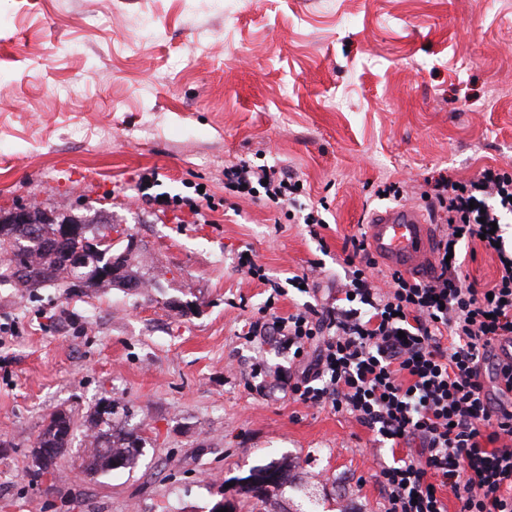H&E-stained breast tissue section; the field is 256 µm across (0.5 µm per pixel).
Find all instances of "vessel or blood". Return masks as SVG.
<instances>
[{"label":"vessel or blood","instance_id":"1","mask_svg":"<svg viewBox=\"0 0 512 512\" xmlns=\"http://www.w3.org/2000/svg\"><path fill=\"white\" fill-rule=\"evenodd\" d=\"M367 235L376 258L391 267L417 274L429 260V224L423 210L393 207L370 216Z\"/></svg>","mask_w":512,"mask_h":512}]
</instances>
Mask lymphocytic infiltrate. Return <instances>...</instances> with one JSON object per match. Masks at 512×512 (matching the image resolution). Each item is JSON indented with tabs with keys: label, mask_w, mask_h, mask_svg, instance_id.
<instances>
[{
	"label": "lymphocytic infiltrate",
	"mask_w": 512,
	"mask_h": 512,
	"mask_svg": "<svg viewBox=\"0 0 512 512\" xmlns=\"http://www.w3.org/2000/svg\"><path fill=\"white\" fill-rule=\"evenodd\" d=\"M158 184L157 172L140 177L160 207L199 219L214 208L209 192L165 197ZM224 187L278 205L304 189L287 167L244 160L225 167ZM422 197L446 226L428 279L396 270L376 277L360 233L349 239L348 281L331 305L272 316L251 334L287 352L288 367L271 379L293 401L349 415L388 448L416 445L377 474L384 512H448L446 489L459 512H512V250L491 228L512 215V173L441 175ZM476 242L500 262L483 289L462 278Z\"/></svg>",
	"instance_id": "lymphocytic-infiltrate-1"
}]
</instances>
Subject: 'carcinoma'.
<instances>
[{"mask_svg":"<svg viewBox=\"0 0 512 512\" xmlns=\"http://www.w3.org/2000/svg\"><path fill=\"white\" fill-rule=\"evenodd\" d=\"M52 214L54 211L46 209L29 211L30 223L37 225L40 231V234L34 238L27 237L18 225L9 223L10 216H0V250L6 249L10 254L9 266L0 267V282L18 278L26 284L37 285L47 278H56L61 281L64 288H75L79 283L95 288L120 286L124 282L140 284L139 271L127 264L123 265V271L119 276L106 281L99 279L95 274V264L99 263V258L95 256L91 257L89 267L82 270V276H77L63 257L52 253L48 247V239L44 234L55 231L54 225L60 223V220L52 217ZM63 221L82 227L81 234L69 240V248L72 250H85L89 246V241L96 237V233L90 228V225L97 223L95 219L83 215L65 214ZM114 415L115 405L108 402L101 404L90 419L91 427L97 429V432L93 435L89 448L84 450L82 462L84 472L90 475L111 472L113 461L118 458L129 464L137 452L141 437L132 433L116 436L99 429L102 423L110 424ZM69 431L70 418L66 413L57 411L50 415L48 423L38 435L32 450L34 478H39L49 466L53 465V458L45 457L44 451L48 448L65 447ZM265 469L277 474L276 481L257 492L245 483V478H240V492L245 498L263 500L270 489L283 483L290 471V463L284 461L279 465L270 464L265 466Z\"/></svg>","mask_w":512,"mask_h":512,"instance_id":"carcinoma-1","label":"carcinoma"}]
</instances>
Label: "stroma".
Instances as JSON below:
<instances>
[{
    "instance_id": "35a3bbf8",
    "label": "stroma",
    "mask_w": 512,
    "mask_h": 512,
    "mask_svg": "<svg viewBox=\"0 0 512 512\" xmlns=\"http://www.w3.org/2000/svg\"><path fill=\"white\" fill-rule=\"evenodd\" d=\"M242 160L287 166L326 201L321 239L225 190ZM485 167L512 171V0H0V211L100 214L146 281L0 283V512H381L389 450L348 415L260 389L252 364L288 357L247 332L330 302L345 237L387 206L376 190L420 208L426 179ZM154 168L172 193L205 184L210 223L148 205L137 182ZM247 249L282 295L239 268ZM109 400L140 450L82 475ZM56 410L68 443L31 479ZM283 460L266 502L242 496L239 478Z\"/></svg>"
}]
</instances>
